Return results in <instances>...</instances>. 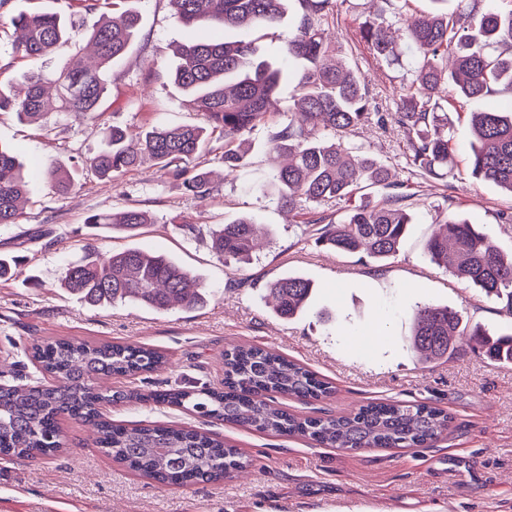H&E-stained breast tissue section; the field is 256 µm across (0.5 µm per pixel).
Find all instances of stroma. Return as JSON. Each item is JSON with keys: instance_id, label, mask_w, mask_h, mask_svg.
I'll return each mask as SVG.
<instances>
[{"instance_id": "1", "label": "stroma", "mask_w": 512, "mask_h": 512, "mask_svg": "<svg viewBox=\"0 0 512 512\" xmlns=\"http://www.w3.org/2000/svg\"><path fill=\"white\" fill-rule=\"evenodd\" d=\"M141 27L123 57L112 64L110 92L97 123L74 119L38 126L13 112H0V146L29 172L27 199L18 223L0 227V258L10 275L0 280V383L16 377L40 380L24 355L31 338L75 337L90 341L145 343L164 351L165 368L136 377L100 380L101 388L142 393V400L112 403L104 417L134 426L151 422L204 425L238 448L251 464L218 483L164 486L134 475L94 446L92 426L63 422L66 446L36 462L0 460V512H512V365L490 359L470 337L452 358L421 362L409 342L417 306L455 310L463 326L489 332L512 329L504 304L432 264L425 243L445 217L484 228L492 245L512 253V194L475 179L470 167L473 112L512 106L501 89L464 102L450 113L455 153L447 172L424 176L407 165L397 127L368 123L348 138L351 147L387 166L401 184L411 225L396 255L377 261L362 253L317 246L322 224H304L287 207L272 203L260 188L275 164L267 142L274 124L257 125L246 136L250 165L224 167L214 154L202 158L211 171L214 195L189 196L150 159L112 180H101L87 161L112 124L138 131L156 124L206 125L169 71L178 47L193 43L197 30L172 18L168 0H132ZM374 0H340L330 36L338 38L343 66L364 78L378 111H398L414 79L417 51L404 37L411 12L432 10L431 0H389L383 18L400 54L398 63L377 60L361 40L359 24ZM300 11L291 0L269 29L228 32L233 41H253L278 55L295 32ZM63 13L84 30L99 13L71 0H6L0 6V71L24 69L12 50L18 33L10 16ZM57 163L70 170L74 189L56 197L36 167ZM128 206L147 211L152 224L129 235L87 222ZM253 216L263 235L249 263L218 260L208 227L241 215ZM180 224L200 225L193 236ZM99 257L131 248L165 255L203 286L206 301L195 308L157 311L134 303L92 307L64 285L65 270L87 248ZM296 272L309 279L315 296L308 312L285 320L267 299L270 283ZM259 345L307 365L330 380L335 393L322 401L288 400L303 416L328 410L349 414L369 401L423 402L448 410L446 438L432 448L346 451L312 441L263 434L216 420H200L175 407L148 401L156 389L220 386L224 353L237 345Z\"/></svg>"}]
</instances>
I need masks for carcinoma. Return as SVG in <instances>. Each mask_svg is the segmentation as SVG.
<instances>
[{
  "label": "carcinoma",
  "instance_id": "1",
  "mask_svg": "<svg viewBox=\"0 0 512 512\" xmlns=\"http://www.w3.org/2000/svg\"><path fill=\"white\" fill-rule=\"evenodd\" d=\"M285 0H169L172 15L186 26L207 24L219 28L270 27L283 15ZM301 8L294 36L283 52L302 62L292 74L296 111L278 123L269 152L286 154L288 165L271 171L266 183L270 200L304 214L310 203L348 201L367 189L392 185L388 169L375 159L347 146L358 126L376 119L391 122L406 140L409 165L423 174L448 167L453 139L447 114H438L443 83L455 87L461 98L474 99L495 85L512 90V0H469V10L450 15L439 8L414 16L407 39L419 54L415 80L407 88L400 111H372L365 81L354 70L332 63L335 46L322 25L337 8V0H296ZM11 23L23 31L15 52L30 61L52 59L56 49L72 39L65 18L54 13L18 14ZM140 25L137 12L107 16L93 28L89 40L96 49L92 65H57L49 71L27 70L14 80L24 95L9 97L0 89V112H14L31 123L52 117L95 119L109 89L108 69L122 57ZM361 39L377 59L398 60L395 43L385 34L382 14L359 26ZM170 77L194 95L196 109L207 116L208 127L158 125L141 134V151L126 145L128 134L118 126L106 129L103 145L89 160L100 178H114L139 164L144 156L169 179L199 199L213 193L209 175L195 161L208 150L222 151L224 165L248 166L240 138L281 113L268 105L287 73L256 48L209 35L182 48L181 63ZM472 174L512 194V110L471 113ZM47 174L55 193L74 187L73 177L58 166ZM28 182L16 158L0 149V225L18 223L17 202ZM402 196L365 203L347 210L338 222L326 224L317 243L333 250L361 251L375 260L398 251L412 217L399 205ZM89 224H105L136 233L152 223L145 212L127 208L112 215L95 214ZM260 227L251 216L240 217L211 232V251L220 260L247 262ZM425 250L429 260L455 277L473 283L487 295L506 301L512 314V255L495 249L474 224L458 218L438 223ZM65 285L90 306L134 302L155 310L177 303L192 308L203 302V288L183 268L162 254L139 248L105 260L85 259L67 268ZM313 290L311 281L290 274L269 285L274 311L292 318L303 311ZM471 336L491 358L512 364V332L494 337L474 325L461 327L457 312L421 305L416 309L411 340L427 361L442 360L458 350L456 337ZM50 376L46 383L0 384V455L10 459L50 456L65 445L61 420L70 417L96 427V445L134 474L170 486L218 481L250 460L204 430L162 424L128 428L101 418L104 402L128 399L107 394L95 381L112 375H134L157 370L165 356L157 349L111 342L36 338L25 346ZM224 388L168 390L150 395L158 402L183 407L201 417L252 428L258 432L303 436L325 448L362 450L428 447L448 435V410L425 403L373 402L347 415L299 417L265 400L271 393L300 400H319L332 394L330 382L305 366L259 346H239L225 354Z\"/></svg>",
  "mask_w": 512,
  "mask_h": 512
}]
</instances>
